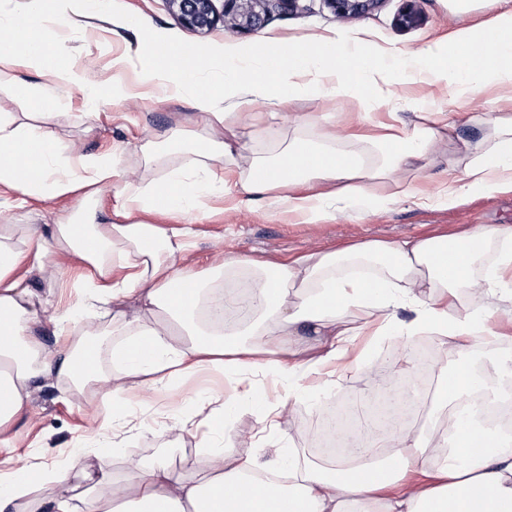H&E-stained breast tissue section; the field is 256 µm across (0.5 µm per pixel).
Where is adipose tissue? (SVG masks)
<instances>
[{
	"mask_svg": "<svg viewBox=\"0 0 512 512\" xmlns=\"http://www.w3.org/2000/svg\"><path fill=\"white\" fill-rule=\"evenodd\" d=\"M493 9L487 23L464 26L452 38L419 53L394 57L390 49L367 50L363 31L339 30L303 42L270 38L253 45L212 44L186 49L173 36H152L136 49L145 84L166 99L190 103L204 112L203 127L192 133L173 129L164 142L187 145L180 166L169 150L147 153L152 176L122 190L117 206L124 223L99 221L87 212L82 223L56 225L51 238L25 234L23 246L0 234V433L27 413L36 378H53L82 390L103 377L104 352L120 369L114 392L125 390L131 376L160 384L187 371L221 369L244 373L302 368L310 343L325 359H346L354 344L342 315L368 309L376 315L377 334L400 328L403 336L433 326L445 344L465 349L471 338L499 343L504 317L492 307L468 302L474 265L484 250L500 245L487 272L486 291L503 292V273L512 271V225L484 224L473 232L403 240H372L339 250L308 253L287 262L244 256L225 258L224 267L200 278L189 268L174 269L173 256L188 257L189 228L145 222L148 214L169 216L196 209L203 194L224 189L216 167L240 166L235 122L262 120L256 100L283 110L300 98L329 86L334 96L374 105L392 64L421 77L428 85L452 90L461 103L488 86L512 104V7L483 0ZM82 20L98 19L124 30H143L148 21L115 10L112 0H28L21 10H0V40L12 55L0 59V86H15L11 65L21 62L39 71L42 82L26 99L38 123L0 113V208L22 207L95 185L108 188L120 175L124 159L65 154L47 120H62L63 96L79 91L89 107L104 100L102 83L69 61L66 36L57 28L62 12ZM29 19L41 44L32 51L13 41L17 15ZM484 136L464 143L465 182L449 185L441 200L451 208L472 193L512 192V113H484ZM452 125L447 113L424 123L403 121L378 133L357 132L377 155L333 143L281 140L270 132L273 152L256 155L241 166L239 186L246 203L263 200L283 207L295 223L321 224L337 212L364 213L386 207L390 199L370 191L372 180L393 178L407 166L426 167L435 145ZM76 254L104 281L100 300L113 305L112 345L95 344L96 355L84 362L83 342H66L60 357L49 356L33 334L49 297L28 283L36 265L58 254ZM128 275L113 280L115 267ZM191 285L188 298L175 286ZM410 308L412 321L399 323L397 311ZM438 410H452L453 421L414 434L398 431L362 443L355 463L330 466L312 462L293 467L288 484L276 495L260 497L266 469L236 456L232 444L212 449L184 478L174 477L163 456L143 460L122 510H115L107 471L91 470L84 449L38 472L0 471V512H512V433L491 429L465 408L472 390L468 370L439 369ZM81 473L91 495L72 497L67 485ZM56 493L39 497L37 487ZM235 489L217 499L213 490Z\"/></svg>",
	"mask_w": 512,
	"mask_h": 512,
	"instance_id": "adipose-tissue-1",
	"label": "adipose tissue"
}]
</instances>
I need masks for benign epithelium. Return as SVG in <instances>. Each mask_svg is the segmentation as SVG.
Returning <instances> with one entry per match:
<instances>
[{"label": "benign epithelium", "instance_id": "benign-epithelium-1", "mask_svg": "<svg viewBox=\"0 0 512 512\" xmlns=\"http://www.w3.org/2000/svg\"><path fill=\"white\" fill-rule=\"evenodd\" d=\"M170 9L183 26L208 32L221 24L227 29L247 33L260 28L267 17L268 5L292 11L298 0H223V8L217 9L216 0H167ZM333 13L341 18H350L369 13L382 0H324ZM421 19L417 0H404L395 23L400 28H411Z\"/></svg>", "mask_w": 512, "mask_h": 512}]
</instances>
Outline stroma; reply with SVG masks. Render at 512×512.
<instances>
[{"mask_svg": "<svg viewBox=\"0 0 512 512\" xmlns=\"http://www.w3.org/2000/svg\"><path fill=\"white\" fill-rule=\"evenodd\" d=\"M120 9L146 17L155 30L177 36L192 47L206 42L256 43L269 37L304 40L327 35L339 29L367 30L372 41L392 51L418 52L434 41L447 38L457 28L488 20L489 12L476 10L467 15L453 14L448 0H419L423 20L417 27L402 29L395 17L403 0H383L369 14L342 19L324 0H299L296 11H272L257 31L238 33L216 27L206 33L185 28L170 11L167 0H116ZM70 45L77 66L101 78L130 87V94L106 98L95 116L82 119L85 110L81 93L66 98L70 122L54 125L67 154L98 156L116 152L123 156L122 174L110 188L89 198L78 194L28 201L21 209L0 212L4 224H33L39 233L50 235L58 219L81 222L85 211L107 209L124 186L138 185L150 178L143 150L155 134L180 127L196 129L197 109L161 98L135 93L137 75L132 68L113 66V58L127 47L145 43L141 32L106 31L104 23L93 22L69 29ZM448 93H436L423 83L400 80L394 94L381 95L372 114V124L389 122L391 113L412 118L418 112H456V126L450 141L439 145L430 164L418 171L403 172L406 180L421 184L424 194L415 200L400 199L384 210L359 215L337 214L323 224H295L279 209L264 205L246 206L241 202L237 175L226 176L223 193L202 197L198 208L182 219L191 227L195 272L220 268L229 255L287 261L304 253L334 250L357 242L419 237L434 233L454 234L480 224L512 225V193L491 196L473 194L456 207L437 206L442 191L439 173L458 157L463 141L482 134L478 116L491 110L490 97H482L460 110H453ZM355 100L325 93L295 102L276 119V127L287 136L297 134L320 140L331 133L337 145L354 146V125L349 118L359 112ZM332 112L336 124L324 129L317 113ZM30 284L37 292L55 291L56 301L41 313L36 333L50 353H57L60 341L54 334V320L66 307L89 301L90 281L77 256L69 254L49 259ZM438 343L426 331L414 340L400 333L387 336L357 337L354 359L348 367L340 365L306 367L293 375L275 371L242 375L221 370L185 375L167 384L152 386L138 379L125 382L124 397L112 394L111 383L76 392L53 380L36 379L26 416L13 426L17 434L14 447L0 446V471L11 467L36 468L66 458L79 440L102 433L117 437L118 451L93 448L92 466L112 471L116 482L114 496L127 494L137 472L138 462L159 451H166L173 475L189 471L195 457L211 443L207 422L198 415L199 403L220 402L230 406L224 432L240 457L259 462L287 461L299 455L315 458L309 436L325 403L345 393L363 394L387 384L384 363H391L395 375L413 369L416 351L422 342Z\"/></svg>", "mask_w": 512, "mask_h": 512, "instance_id": "1", "label": "stroma"}]
</instances>
